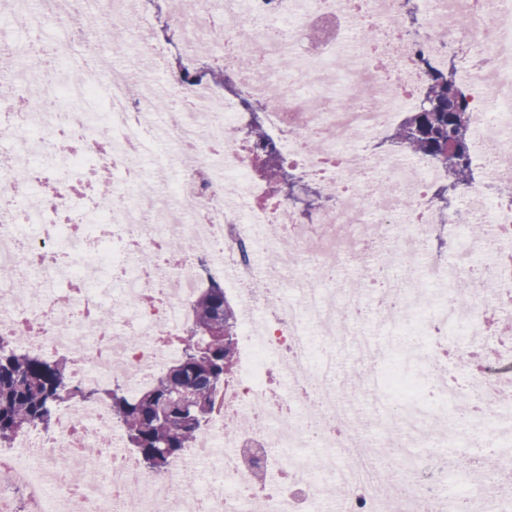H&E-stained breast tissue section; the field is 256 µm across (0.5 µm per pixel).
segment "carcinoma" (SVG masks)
<instances>
[{
    "label": "carcinoma",
    "mask_w": 512,
    "mask_h": 512,
    "mask_svg": "<svg viewBox=\"0 0 512 512\" xmlns=\"http://www.w3.org/2000/svg\"><path fill=\"white\" fill-rule=\"evenodd\" d=\"M199 76L227 86L224 70L202 63ZM250 111V134L258 143L253 171L276 194L291 196L285 169L275 143L265 133L260 117L263 107L244 102ZM467 100L457 82L456 68L429 69V81L420 109L407 113L394 130L392 140L402 148L439 162L442 154L454 155L448 170V186L436 196L448 204V189L473 180L471 141L468 139ZM192 321L179 337L181 354L150 386L135 396L119 384L84 390L67 384V361L45 360L0 336V447L9 446L25 428H51L55 410L70 399L105 400L122 427L127 445L149 470L162 474L196 440L215 410L224 382L236 360L237 313L224 294V285L212 282L191 302ZM190 400L177 399L179 392Z\"/></svg>",
    "instance_id": "obj_1"
}]
</instances>
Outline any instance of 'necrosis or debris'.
I'll return each instance as SVG.
<instances>
[{
  "label": "necrosis or debris",
  "mask_w": 512,
  "mask_h": 512,
  "mask_svg": "<svg viewBox=\"0 0 512 512\" xmlns=\"http://www.w3.org/2000/svg\"><path fill=\"white\" fill-rule=\"evenodd\" d=\"M405 0H161L182 37L174 47L153 40L145 0L127 11L124 0H103L116 24L149 33L126 49L125 65L96 60L79 81L50 92L31 53L17 46L13 80L0 84V137L11 152L0 158V335L44 359L71 360L68 383L94 386L122 380L128 392L153 382L180 353L199 288L224 284L237 301L236 370L224 385L208 427L165 475L146 469L102 404L58 408L53 434L38 426L0 448V503L24 495V512H512L494 493L495 478L512 470V396L501 386L512 372V347L480 373L459 382L434 374L433 351L406 344L407 357L427 375H397L371 336L361 355L373 375L358 388L379 406L356 431L336 426L344 399L332 386L335 355L314 359L310 337L344 343L354 333L362 290L326 289L297 279L288 300L279 269L314 255L324 265L342 253L375 252L374 267L401 266L404 286L380 296L372 319L402 335L463 323L472 343L487 333L494 305L512 306V0H418L422 24L410 32ZM467 25H459L460 17ZM224 28V51L208 50L205 35ZM460 50L459 84L469 101L471 160L482 174L461 188L456 207L442 212L430 192L447 173L408 150L384 152L406 112L418 108L429 67L448 66V45ZM180 57L187 70L214 59L232 73L237 93L206 80L172 74L168 97L180 110L158 119V92L139 70L143 55ZM138 98H131L130 83ZM106 89L105 111H84L82 100ZM33 109L10 111L17 92ZM317 109L301 122L291 113L304 98ZM260 102L267 136L304 183L319 186L329 207L304 221L297 204L269 195L252 176L254 146L245 135L243 99ZM224 169L216 171L213 160ZM182 164L179 186L138 187L144 166L162 172ZM118 188L96 191L102 173ZM52 180L53 196L38 183ZM484 225L478 241L461 237ZM190 238L192 253L160 260L172 237ZM279 269L258 267V253L276 249ZM454 243L453 255L443 247ZM490 253L473 278L468 305L455 282L471 276L470 256ZM29 278L19 294L10 283ZM112 308L111 324L99 313ZM137 336L128 346L126 336ZM385 436L390 467L409 479L385 486L374 464ZM485 449L481 473L434 462L439 448ZM210 471L203 483L186 472ZM347 493L337 497L330 477Z\"/></svg>",
  "instance_id": "obj_1"
}]
</instances>
